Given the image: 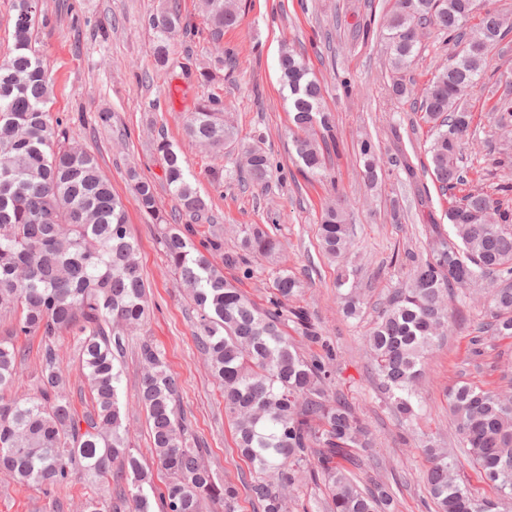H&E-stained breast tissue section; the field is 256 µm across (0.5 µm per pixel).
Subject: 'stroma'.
Wrapping results in <instances>:
<instances>
[{
    "label": "stroma",
    "instance_id": "1",
    "mask_svg": "<svg viewBox=\"0 0 512 512\" xmlns=\"http://www.w3.org/2000/svg\"><path fill=\"white\" fill-rule=\"evenodd\" d=\"M180 2L190 34L175 37L168 64L160 70L147 20L163 10L166 0H41L46 21L39 27L36 47L54 83L47 108L67 120L72 142L97 157L127 206L129 231L139 244L150 312L130 343L135 346L147 338L164 351L191 430L207 443L206 465L240 487L254 469L234 445L222 391L195 346V311L188 291L170 273L155 223L138 208L127 175L133 168L152 180L160 212L175 211L177 202L165 186L163 163L153 149L162 133L184 158L190 179L207 202L210 223L222 227L225 248H236L240 229L247 224L275 225L287 241L283 262L304 284L297 303L309 311L326 340L325 346L313 345L309 351L318 354L327 346L335 352L330 390L343 396L372 434L373 446L361 455L358 480L387 479L396 493V512H435L425 483L429 463L421 448L429 437L446 448L456 442L446 390L465 381L512 395V338H490L473 347L484 309L475 298L456 294L450 302L454 322L425 358V377L417 387L420 419L412 429L398 422L379 389L363 338L386 297L407 276L395 262L396 253L427 256L431 224H440L446 233L451 230L446 211L454 197L470 189L489 193L497 183L512 182V169L494 167L489 156L490 150L512 146V126L496 127L483 92L475 91L468 184L453 196H442L433 176L429 127L409 102L397 100L391 91L385 34L393 0H236L240 22L225 29L218 42L210 36L202 0ZM286 47L303 54L321 83L322 105L335 118L339 150L329 158V182L308 180L294 161L292 112L278 67ZM225 50L232 57L220 85L224 110L241 144H251L254 131H263L262 147L278 167L263 190L243 182L231 161L225 164L223 181L212 182L208 169L214 156L184 132L188 113L209 92L190 72ZM451 52L440 34L424 31L409 73L414 89H422L436 66L447 64ZM365 136L377 144L381 158L379 183L373 189L365 186L356 162L357 144ZM340 192L353 226L352 261L361 269L355 286L365 297L356 319L341 312L338 264L322 252L317 236L322 209ZM395 199L405 209L399 224L390 217ZM140 378L136 355L127 353L121 398L133 440L145 449L150 435L138 404ZM100 493L109 497L113 491L77 478L47 494L15 484L0 472V512H84L85 500ZM238 504V512H258L241 487Z\"/></svg>",
    "mask_w": 512,
    "mask_h": 512
}]
</instances>
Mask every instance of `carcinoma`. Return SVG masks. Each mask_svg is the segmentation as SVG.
<instances>
[{"label": "carcinoma", "instance_id": "carcinoma-1", "mask_svg": "<svg viewBox=\"0 0 512 512\" xmlns=\"http://www.w3.org/2000/svg\"><path fill=\"white\" fill-rule=\"evenodd\" d=\"M27 2L15 0L12 57L0 65V316L10 324L8 337L0 338V470L26 487L48 490L84 476L119 488L110 510L92 498L86 512H152L144 492L151 477L124 425L117 366L149 310L138 243L128 229L126 205L96 157L71 144L63 120L45 110L52 87L47 63L33 47L38 12ZM204 7L215 41L239 22L234 0H204ZM474 7V0H394L388 24L391 90L399 100L414 95L402 73L418 57L422 30L433 28L454 46L448 65L437 68L417 94V111L433 135V175L444 196L467 182L468 169L461 162L474 115L466 98L480 85L490 50L512 32L508 18L491 10L469 26ZM147 25L156 66L164 67L171 40L188 32L179 0H168ZM223 69L224 56L218 55L197 79L210 84ZM280 71L293 98L299 171L328 179L327 155L337 142L333 115L322 107V87L292 50H283ZM490 93L489 114L499 124L512 122V84L502 89L497 83ZM185 132L215 152H225L236 141L224 100L216 93L188 113ZM154 146L181 211L194 220L203 217L207 204L173 145L162 135ZM358 155L365 181L374 184L376 145L362 139ZM237 167L252 186L264 189L274 164L260 148L242 145ZM129 179L138 207L158 226L168 268L194 302L192 336L222 388L236 445L254 466L246 487L260 512H288V494L301 471L324 483L329 512H391L390 484L374 481L362 488L353 476L359 452L372 442L362 419L328 396L331 350L308 358L288 336L291 324L309 343L324 344L308 311L286 306L301 294L302 282L286 267L272 272L268 306L261 307L224 277L226 267L248 278L255 261L286 251L276 225L247 224L239 246L226 250L223 231L210 224L198 249L192 241L195 225L157 210L154 182L135 170ZM448 221L456 243L448 244L435 224L428 258L411 251L396 258L408 268L407 278L388 297L364 343L381 388L407 425L418 418L413 398L424 356L452 324L445 304L450 293L485 290L489 321L480 332L512 338V208L484 191H471L448 209ZM350 232L339 198L322 210L318 238L322 250L342 262L336 287L348 288L342 309L354 319L363 298L348 287L358 272L348 262ZM66 333L77 337L79 371L89 388L90 405L81 412L70 396L61 356L59 340ZM21 336L40 337L32 393L20 384L19 366L26 356ZM137 358L143 369L140 403L152 435L147 452L166 473L161 512H203L206 504L237 512L236 488L203 462L207 448L189 431L164 353L144 339ZM448 409L460 448L495 487L497 499L479 498L458 483L452 451L429 439L422 451L438 512H499L500 504L512 501V400L497 389L463 383L448 391Z\"/></svg>", "mask_w": 512, "mask_h": 512}]
</instances>
